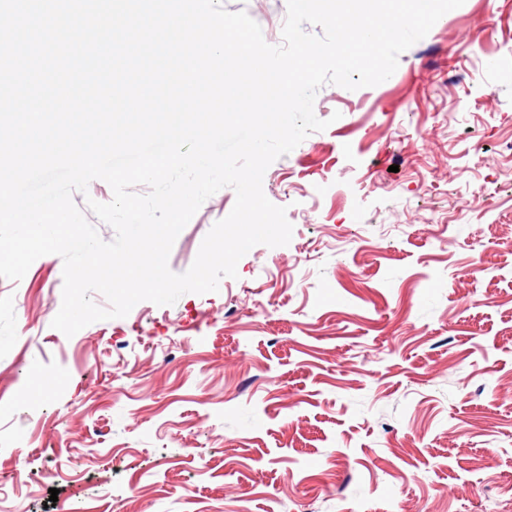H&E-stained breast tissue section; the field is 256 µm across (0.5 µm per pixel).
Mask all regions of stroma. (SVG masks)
Wrapping results in <instances>:
<instances>
[{
	"instance_id": "1",
	"label": "stroma",
	"mask_w": 512,
	"mask_h": 512,
	"mask_svg": "<svg viewBox=\"0 0 512 512\" xmlns=\"http://www.w3.org/2000/svg\"><path fill=\"white\" fill-rule=\"evenodd\" d=\"M221 4L281 44L287 0ZM314 112L263 178L290 243L217 292L69 337L60 256L0 278V506L512 512V0H465ZM235 198L202 204L171 271Z\"/></svg>"
}]
</instances>
